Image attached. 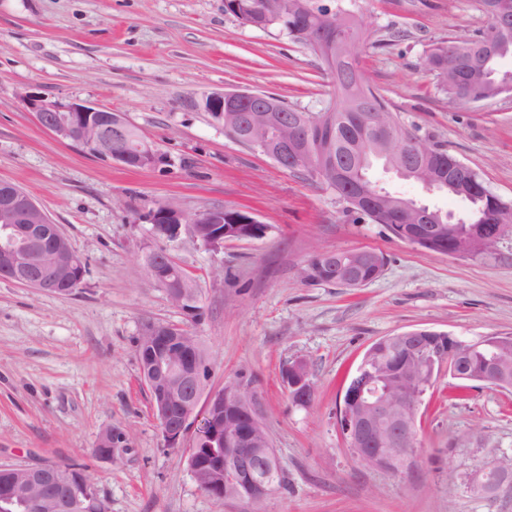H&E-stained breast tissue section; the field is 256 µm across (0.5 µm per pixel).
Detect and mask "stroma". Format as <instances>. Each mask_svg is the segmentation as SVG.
<instances>
[{
    "instance_id": "stroma-1",
    "label": "stroma",
    "mask_w": 512,
    "mask_h": 512,
    "mask_svg": "<svg viewBox=\"0 0 512 512\" xmlns=\"http://www.w3.org/2000/svg\"><path fill=\"white\" fill-rule=\"evenodd\" d=\"M357 13L367 82L407 129L512 202V98L456 107L421 65L432 41L485 27L478 0H357ZM224 90L315 112L334 87L306 47L243 25L224 0H0V180L41 205L87 264L67 296L0 279V465H80L108 512H512V485L492 496L468 489L476 466L512 459V392L441 370L418 408L423 447L406 478L361 465L338 425L345 386L380 338L414 329L512 336V237L485 259L453 258L354 220L305 172L225 135L200 105ZM26 91L124 114L166 164L133 169L88 153L43 128L20 102ZM371 177L442 211L467 209L382 166ZM167 201L190 214L241 210L269 231L218 249L186 232L160 241L146 216ZM159 248L200 289L192 330L207 351V390L244 382L262 396L285 484L260 505L199 489L189 467L195 432L181 447L164 444L136 354L146 322L185 320L139 261ZM357 249L385 258L373 282H303L313 253ZM300 359L315 387L305 407L281 377ZM110 427L128 437L111 461L94 454Z\"/></svg>"
}]
</instances>
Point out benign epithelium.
Instances as JSON below:
<instances>
[{
	"label": "benign epithelium",
	"instance_id": "1",
	"mask_svg": "<svg viewBox=\"0 0 512 512\" xmlns=\"http://www.w3.org/2000/svg\"><path fill=\"white\" fill-rule=\"evenodd\" d=\"M21 100L35 113L39 124L87 151L132 168H156L164 158L143 138L129 135L126 118L110 109L77 102L64 103L41 94L26 91ZM206 111L219 123L224 113H236V128L254 124V113L274 111L275 99L259 91H221L203 95ZM356 102L347 94L332 97L327 112H350ZM412 222L413 244H427L446 234L445 226L431 223L432 215L411 203L409 212L401 215ZM152 236L175 240L183 231L196 235L195 225H212V234L202 239L207 247H220L226 240H255L262 235L253 231L258 223L240 210L223 209L194 214L184 212L172 201L164 202L148 215ZM474 240L497 249L502 241L500 220L480 224L449 252L465 257L464 245ZM150 280L160 288L170 278H178L184 298L180 310L187 317L195 314L191 305L198 289L192 277L167 253L158 254L156 263L147 266ZM0 274L19 285L67 296L80 286L85 277L83 258L73 249L61 227L51 223L48 215L26 192L12 183L0 180ZM406 331L393 336L398 349L408 356L418 350L424 354L410 372L393 371V362L378 357L370 350L346 386L340 426L358 462L398 475L413 470L418 459L416 415L422 396L433 385L443 366L452 375L468 378L459 370L471 351L459 337L446 332ZM140 342L150 347L147 367L141 371L148 388L153 411L161 422L166 445L181 446L184 435L195 422H200L196 436L211 437L219 449H210L213 462H205L197 449H189V465L197 484L206 478L210 492L222 498H237L251 504L261 503L277 493L273 478L254 473L257 457L272 456L271 441L263 422V404L259 393L242 383L227 384L209 393L202 412H197L203 388V368L189 371L185 356L197 351L199 341L185 325L149 322L140 334ZM512 363L493 348L488 352L480 382L499 389H509V366ZM290 397L296 404L309 403L314 385L306 361L298 360L291 373L283 376ZM248 418L243 430L238 422L224 425V414ZM127 436L110 428L99 433L95 445L97 456L111 460L126 447ZM512 475V467L500 461L484 463L472 472L470 488L482 495L493 492L498 482ZM71 468L40 465L17 468L11 492L3 499L6 512H106L100 498L87 502L75 493L71 484Z\"/></svg>",
	"mask_w": 512,
	"mask_h": 512
}]
</instances>
